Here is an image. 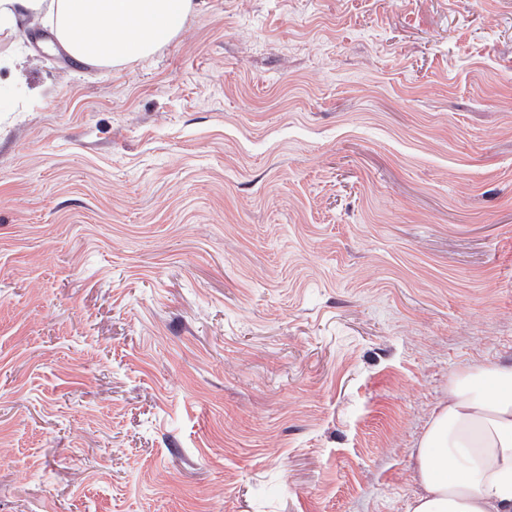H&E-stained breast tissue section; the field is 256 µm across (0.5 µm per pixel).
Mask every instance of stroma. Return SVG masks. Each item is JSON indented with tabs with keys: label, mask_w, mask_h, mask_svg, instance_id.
<instances>
[{
	"label": "stroma",
	"mask_w": 512,
	"mask_h": 512,
	"mask_svg": "<svg viewBox=\"0 0 512 512\" xmlns=\"http://www.w3.org/2000/svg\"><path fill=\"white\" fill-rule=\"evenodd\" d=\"M0 36V512H407L512 363V0H200ZM194 6V0H0V35H13L25 18L41 17L74 59L116 65L146 58L173 40ZM91 44L105 52L89 57Z\"/></svg>",
	"instance_id": "stroma-1"
}]
</instances>
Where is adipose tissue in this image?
I'll use <instances>...</instances> for the list:
<instances>
[{
  "instance_id": "1",
  "label": "adipose tissue",
  "mask_w": 512,
  "mask_h": 512,
  "mask_svg": "<svg viewBox=\"0 0 512 512\" xmlns=\"http://www.w3.org/2000/svg\"><path fill=\"white\" fill-rule=\"evenodd\" d=\"M194 0H0V35L40 17L74 59H143L184 28ZM103 47L88 57L90 45ZM420 486L407 512H512V363L455 375L410 454Z\"/></svg>"
}]
</instances>
